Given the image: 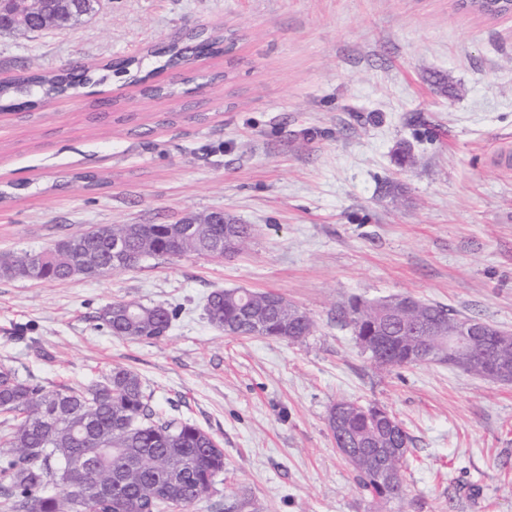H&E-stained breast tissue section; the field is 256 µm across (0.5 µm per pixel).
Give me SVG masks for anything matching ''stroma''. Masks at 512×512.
<instances>
[{"instance_id": "obj_1", "label": "stroma", "mask_w": 512, "mask_h": 512, "mask_svg": "<svg viewBox=\"0 0 512 512\" xmlns=\"http://www.w3.org/2000/svg\"><path fill=\"white\" fill-rule=\"evenodd\" d=\"M205 27L221 56L0 112V255L109 224L220 211L252 225L240 254L148 258L98 278L0 277V365L55 391L120 365L155 405L224 450L194 512H512V384L439 363L377 367L343 312L413 295L512 332V18L455 0H99L75 26L0 34V81L97 66ZM191 89L190 97L180 92ZM97 175L83 189L78 174ZM273 292L314 322L299 341L211 326L217 289ZM179 314L167 336H112L114 301ZM340 400L391 411L412 439L406 497L355 480L327 425Z\"/></svg>"}]
</instances>
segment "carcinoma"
Returning a JSON list of instances; mask_svg holds the SVG:
<instances>
[{
  "instance_id": "cac0c4a2",
  "label": "carcinoma",
  "mask_w": 512,
  "mask_h": 512,
  "mask_svg": "<svg viewBox=\"0 0 512 512\" xmlns=\"http://www.w3.org/2000/svg\"><path fill=\"white\" fill-rule=\"evenodd\" d=\"M187 44L174 42L150 50L147 55L164 58L162 68L178 67L190 57L224 54L226 38L204 30L186 35ZM142 59L130 56L103 65L106 71L128 73L141 67ZM150 71L138 79L143 93L151 97L176 95L162 84H153ZM94 82L89 67L35 73L0 82V107L22 109L33 101L14 102L15 96L44 97L76 94ZM253 237L249 224L233 220L204 224L202 234L186 235L173 224H114L68 236L39 254L10 257L0 275L41 282H62L73 276L72 268L83 265L84 256L103 264L112 263V245L143 257L209 255L207 240L224 241L235 253L244 250ZM401 302L368 304L354 302L344 312L349 324L372 317L392 325L393 355L381 368H401L423 362L411 355L410 345L429 352L435 340L409 336L400 319ZM208 321L230 336H261L298 341L313 331V321L283 296L241 288L216 290L206 305ZM175 310L162 304L114 302L104 306L98 319L112 335L130 340H158L169 331ZM408 318L432 321L453 316L447 308L419 302L405 313ZM152 392L140 376L125 367H115L100 380L86 386L48 391L8 366H0V497L5 512H186L198 501L217 493L216 483L224 473V448L196 424L175 415L158 412ZM378 405L349 403L342 419L350 440L358 443L344 457L353 467L358 486L387 502L407 493L405 469L411 438L396 416L377 417ZM98 448L95 468L85 480L72 479L69 464L88 449ZM399 451L391 483L380 473L386 453ZM112 482V496L102 499L82 491L95 484Z\"/></svg>"
}]
</instances>
